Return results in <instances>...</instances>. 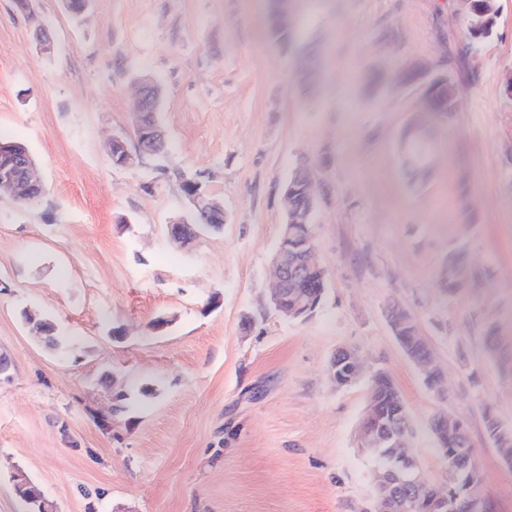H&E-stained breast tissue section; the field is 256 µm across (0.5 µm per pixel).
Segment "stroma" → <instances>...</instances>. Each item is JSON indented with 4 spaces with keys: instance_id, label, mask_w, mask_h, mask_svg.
<instances>
[{
    "instance_id": "35a3bbf8",
    "label": "stroma",
    "mask_w": 512,
    "mask_h": 512,
    "mask_svg": "<svg viewBox=\"0 0 512 512\" xmlns=\"http://www.w3.org/2000/svg\"><path fill=\"white\" fill-rule=\"evenodd\" d=\"M274 6L89 0L75 18L63 0L29 13L0 0V136L27 145L44 184L26 206L0 191V512H30L19 474L55 512H368L378 465L359 426L379 370L412 418L420 473L444 487L428 423L459 413L494 512H512V469L482 418L489 405L512 426V364L486 345L492 329L512 353V0L475 42L468 0H288L284 44ZM412 63L452 75L453 123L422 84L397 83ZM145 74L161 82L157 156L139 153L132 121ZM414 121L431 145L422 180L400 152ZM116 135L132 165L113 164ZM305 165L328 279L288 319L271 265L284 186ZM186 180L224 224L181 249L168 226L193 210ZM453 250L479 278L451 295L438 274ZM393 304L445 395L393 334ZM344 348L363 376L339 387Z\"/></svg>"
}]
</instances>
